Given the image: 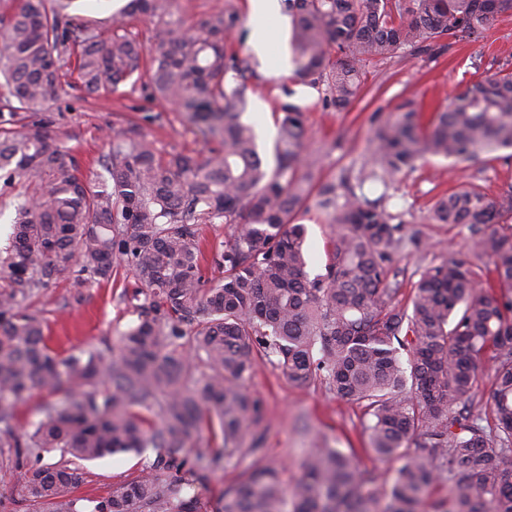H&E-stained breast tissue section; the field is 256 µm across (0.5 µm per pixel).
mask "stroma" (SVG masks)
Wrapping results in <instances>:
<instances>
[{
	"label": "stroma",
	"instance_id": "stroma-1",
	"mask_svg": "<svg viewBox=\"0 0 512 512\" xmlns=\"http://www.w3.org/2000/svg\"><path fill=\"white\" fill-rule=\"evenodd\" d=\"M251 59L256 76L242 119L254 125L259 151L270 165L274 162L281 104L275 91L289 85L292 73L269 72L261 59ZM506 62H512L511 19L499 21L486 39L460 41L433 58L407 52L400 58L368 65L359 97L342 111L324 109L320 97L300 89L296 100L308 108L307 144L320 158L319 181H335L344 174L355 178L368 172L374 131L401 103L410 101L420 112H433L444 107L463 84L497 72ZM147 82L146 74L137 73L117 91L104 90L94 96L66 87L49 102L46 130L74 157L83 180L97 182L108 152V136L133 126L164 156L210 150V143L197 136L179 112L151 96ZM471 183L483 185L491 193L512 183V152L501 150L480 162L463 164L429 156L405 169L389 188L366 184L369 198L387 195L389 211L403 224L405 240L396 257L397 266L405 271L403 294H410L426 268L449 255L466 253L468 227L433 224L428 215L437 196ZM44 189V182L36 176L9 185L0 182V261L11 243L16 196L37 195ZM296 221L307 230L306 271L312 277L321 274L328 260L332 228L312 207L301 210ZM135 289L126 268H117L106 282L79 274L73 264L35 291L26 306L42 319L49 347L65 356L80 349L116 347L121 334L137 321L129 303ZM247 390L259 403L263 454L246 457L239 466L203 481L187 477L184 498L215 506L224 490L256 465L279 469L289 493H296L306 451L321 442L349 452L360 468L377 471L382 482L376 493L378 498H385V482L392 478L397 463L376 460L368 452L358 406L337 398L318 381L294 385L277 364L265 359L259 361ZM141 462L136 454L118 453L87 463L88 477L78 490L85 508H93L113 484L134 477Z\"/></svg>",
	"mask_w": 512,
	"mask_h": 512
}]
</instances>
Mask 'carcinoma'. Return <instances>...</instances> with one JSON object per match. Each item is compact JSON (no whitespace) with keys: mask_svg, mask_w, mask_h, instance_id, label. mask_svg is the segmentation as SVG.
I'll use <instances>...</instances> for the list:
<instances>
[{"mask_svg":"<svg viewBox=\"0 0 512 512\" xmlns=\"http://www.w3.org/2000/svg\"><path fill=\"white\" fill-rule=\"evenodd\" d=\"M174 0H131L153 23L152 97L222 144L206 155L165 159L135 128L109 141L108 178L90 187L74 158L44 130L19 132V112L45 110L64 67L75 64L89 93L141 68L138 36L115 19L109 37L67 12V0H19L0 16V171L27 174L43 194L16 205L7 283L0 290V448L61 462L20 475L36 512H82L83 463L114 452L154 456L112 486L92 512H202L182 497L181 473L204 479L259 454L258 407L245 383L257 361L277 359L288 380H319L363 408L370 452L396 460L384 512H419L429 491L454 490L440 512H512V184L497 194L470 183L440 199L435 224H465L469 248L425 270L408 301L397 297L394 256L402 226L360 191L388 186L426 156L475 163L512 149V69L458 89L427 124L411 102L374 137V167L350 184L314 185L306 109L281 105L275 162L267 168L254 128L241 121L254 72L233 47L240 15L232 0L187 25ZM294 82L323 90L326 109L359 96L365 67L406 51L438 54L481 41L512 0H288ZM9 118H4V115ZM334 229L325 273L306 272L307 203ZM224 224L231 242L213 254L223 277H205L198 226ZM78 259L98 281L127 266L141 284L137 323L117 351H51L24 299ZM487 261L484 284L477 262ZM490 416L471 415L484 377ZM34 390L55 397L21 440L16 404ZM220 432L216 447L198 443ZM377 475L338 448H311L288 503L275 468H254L224 491L214 512H374Z\"/></svg>","mask_w":512,"mask_h":512,"instance_id":"carcinoma-1","label":"carcinoma"}]
</instances>
